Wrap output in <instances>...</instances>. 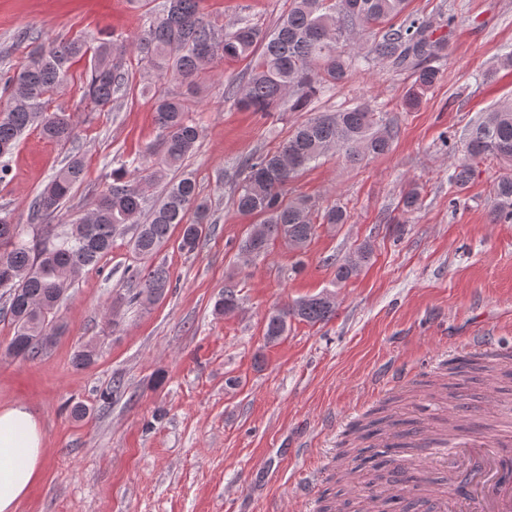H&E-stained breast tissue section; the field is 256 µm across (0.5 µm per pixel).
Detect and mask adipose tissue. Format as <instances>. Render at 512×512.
<instances>
[{"mask_svg":"<svg viewBox=\"0 0 512 512\" xmlns=\"http://www.w3.org/2000/svg\"><path fill=\"white\" fill-rule=\"evenodd\" d=\"M47 453L43 431L26 405L0 409V512H17Z\"/></svg>","mask_w":512,"mask_h":512,"instance_id":"ef3b65f1","label":"adipose tissue"}]
</instances>
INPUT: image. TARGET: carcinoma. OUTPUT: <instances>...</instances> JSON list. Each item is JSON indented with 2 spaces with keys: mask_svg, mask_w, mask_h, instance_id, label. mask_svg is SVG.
<instances>
[{
  "mask_svg": "<svg viewBox=\"0 0 512 512\" xmlns=\"http://www.w3.org/2000/svg\"><path fill=\"white\" fill-rule=\"evenodd\" d=\"M408 0H291L288 13L275 28L265 32L245 19L227 30L204 18L200 0H163L160 11L142 15L143 33L133 44L145 73L160 79L171 76L194 90L207 78V65L217 58L248 61L245 84L231 92L237 104L252 112H276L285 100L290 109L306 108L325 89L344 82L352 73L380 61L410 73L411 87L405 105L414 107L441 77L436 59L448 55V37H433L434 19L406 12ZM377 30L374 41L354 40L360 28ZM81 40L38 44L13 74L4 77L9 93L0 107V183L7 180L9 158L22 134L38 129L47 141L65 145L75 136V123L64 112H49L51 95L64 88L75 59L87 54ZM127 45L101 42L90 59L84 96L99 110L112 109L117 95L129 82L123 56ZM159 129L156 165L145 169L133 157L112 170L109 183L92 209L68 224L54 227V242L38 248L23 240L12 213L0 209V278H11L7 311L14 335L6 347L9 355L36 358L54 344L60 326L56 311L73 276L98 264L112 249L113 236L125 226H134V251L149 257L180 229L178 248L192 253L211 223L206 203L199 199L192 174L183 173L169 183L163 197L145 209L146 193L165 170L178 171L201 136L200 127L189 119L185 97L168 92L154 95ZM394 137V124L368 106H354L321 113L299 124L274 152L248 159L245 175L233 195V205L260 222L250 225L238 247V257L247 265L267 253L270 242L279 239L288 249L303 254L317 234L318 224L335 227L347 223L346 210L335 204L322 209L302 196H289L288 186L329 151L343 153L352 165L387 153ZM467 160L449 175L455 185L467 184L474 175L472 162L488 157L512 164V100L497 103L470 130ZM85 181L83 161L72 156L34 197L29 220L43 223L57 216L73 189ZM491 218L512 223V176L494 183ZM421 204V192L411 185L401 199L402 211L412 213ZM369 242L336 266L332 286L342 287L357 275L372 256ZM130 281L137 291L129 301L146 308L162 300L171 287L169 271L162 265L135 269ZM237 283L230 276L224 293L214 304L221 316L236 312ZM336 314L335 293L322 291L285 304L265 317V345L278 343L293 320L311 324L327 322ZM393 415L357 424L369 438L378 425L391 423ZM402 464L391 462L374 470L371 482L388 486L387 495L376 501L373 512H396L405 500Z\"/></svg>",
  "mask_w": 512,
  "mask_h": 512,
  "instance_id": "1",
  "label": "carcinoma"
}]
</instances>
